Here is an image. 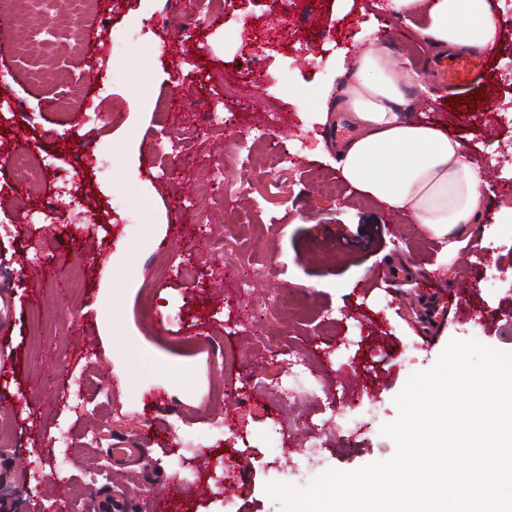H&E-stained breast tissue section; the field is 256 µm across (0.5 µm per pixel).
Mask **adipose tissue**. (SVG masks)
Instances as JSON below:
<instances>
[{
    "label": "adipose tissue",
    "mask_w": 512,
    "mask_h": 512,
    "mask_svg": "<svg viewBox=\"0 0 512 512\" xmlns=\"http://www.w3.org/2000/svg\"><path fill=\"white\" fill-rule=\"evenodd\" d=\"M388 7L396 17L417 21L442 57L500 39L490 0H389ZM352 76L332 105L352 129L332 145L337 170L360 196L424 225L442 259L453 261L462 234L485 219L478 167L441 124L404 116V71L386 49L358 55Z\"/></svg>",
    "instance_id": "ef3b65f1"
}]
</instances>
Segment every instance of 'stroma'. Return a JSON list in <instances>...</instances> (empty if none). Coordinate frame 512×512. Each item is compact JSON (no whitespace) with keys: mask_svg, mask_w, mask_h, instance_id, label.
Instances as JSON below:
<instances>
[{"mask_svg":"<svg viewBox=\"0 0 512 512\" xmlns=\"http://www.w3.org/2000/svg\"><path fill=\"white\" fill-rule=\"evenodd\" d=\"M169 2L92 0L81 16L53 0L49 28L28 0L0 13L12 42L48 43L22 61L0 51V429L12 443L0 478L13 487L0 512L55 504L62 479L77 489L71 512H93L109 442L86 434L105 425L139 446L112 471L123 512H284L268 484L303 489L328 469L393 457L380 429L398 416L394 399L449 341L512 353V0H494L502 40L458 89L438 81L436 58L386 0H226L204 18L170 15ZM118 40L117 53L101 51ZM382 44L407 75L405 112L454 128L481 171L487 219L449 265L423 225L359 197L336 169L321 114L355 56ZM187 60L197 71L177 80ZM116 71L126 80L109 81ZM282 76L288 93L273 96ZM467 99L473 108L459 112ZM211 100L230 124L202 138L181 128L167 176L162 104L197 114ZM93 111L99 123L82 127ZM269 112L276 127L258 138ZM91 150L110 159V175L81 165ZM270 153L284 167L276 199L263 196ZM19 155L55 167L31 186ZM218 166L230 199L197 195ZM65 175L82 180L93 223L49 215ZM209 238L233 241L231 261L256 269L247 291L236 270L219 271ZM188 258L191 281L176 273ZM177 336L212 337L216 351L170 347ZM291 350L308 357L316 390L288 407L265 363ZM256 377L265 386L239 397ZM81 378L97 407L89 417L67 398ZM61 429L76 451L51 468L43 450ZM147 429L164 445L140 441ZM221 456L228 491L211 480Z\"/></svg>","mask_w":512,"mask_h":512,"instance_id":"1","label":"stroma"}]
</instances>
